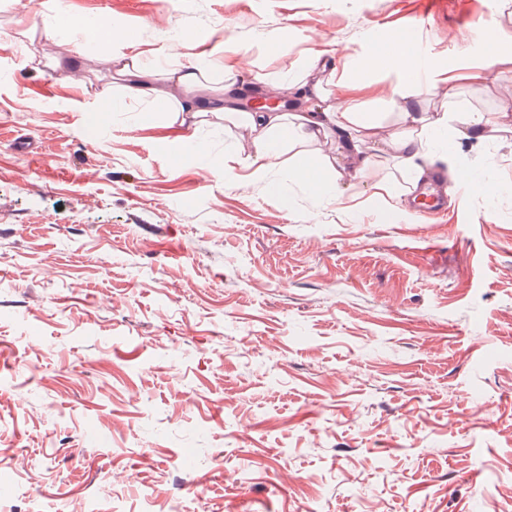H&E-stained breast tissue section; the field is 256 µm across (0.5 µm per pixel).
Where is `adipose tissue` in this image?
I'll return each mask as SVG.
<instances>
[{"mask_svg": "<svg viewBox=\"0 0 512 512\" xmlns=\"http://www.w3.org/2000/svg\"><path fill=\"white\" fill-rule=\"evenodd\" d=\"M380 63L401 72L392 106L398 109L404 130L391 134L385 143L378 136L379 125L355 104L340 109L328 104L318 111L299 114L293 120L284 112H242L225 105L226 89L211 85L209 74L212 64L208 61L171 71L133 61L120 65L116 77L133 97L144 101L157 100L159 81L175 79L182 86L183 94L166 100L168 111L178 117L193 119L211 114L228 119L248 132L249 150L256 161L252 176L258 181L267 180L280 158L290 149L329 137L336 141V154L324 158L316 167L315 172L319 175L345 163L369 168L372 164L371 151L379 145L392 152L401 165L408 168L423 158L426 143L444 148L459 135L481 138L485 128L482 113L448 111L438 115L417 111L414 106L416 98L434 90V82H423L416 75L401 71L396 54H386Z\"/></svg>", "mask_w": 512, "mask_h": 512, "instance_id": "1", "label": "adipose tissue"}]
</instances>
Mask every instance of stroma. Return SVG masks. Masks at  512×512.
Masks as SVG:
<instances>
[{
  "instance_id": "1",
  "label": "stroma",
  "mask_w": 512,
  "mask_h": 512,
  "mask_svg": "<svg viewBox=\"0 0 512 512\" xmlns=\"http://www.w3.org/2000/svg\"><path fill=\"white\" fill-rule=\"evenodd\" d=\"M427 2L0 0V512H512V128L435 163L496 190L420 220L391 154L329 194L306 146L277 196L240 129L111 80L308 69L389 134L398 74L363 60L406 43L463 77L418 111L494 115L512 0Z\"/></svg>"
}]
</instances>
